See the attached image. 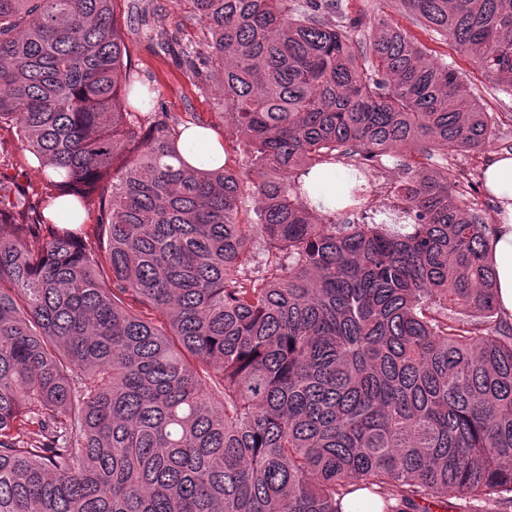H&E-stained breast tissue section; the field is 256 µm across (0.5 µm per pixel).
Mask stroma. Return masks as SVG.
Segmentation results:
<instances>
[{
  "mask_svg": "<svg viewBox=\"0 0 512 512\" xmlns=\"http://www.w3.org/2000/svg\"><path fill=\"white\" fill-rule=\"evenodd\" d=\"M157 14L146 16L129 13L126 0H118L117 16L125 29L126 54L138 81L153 91L154 109L185 120L190 115L201 116L212 125L226 149H236L231 118L221 105L224 94L221 72H214L206 89H198L184 65L181 45L199 40L203 26L194 16L186 0H153ZM345 12L353 17L370 18L376 15L398 23L409 33L418 34L430 53L448 61L464 77V90L476 97L488 111L497 113L496 136L489 149L481 152L459 151L449 155L448 165L479 182L484 165L496 153L512 150V96L486 88L485 78L473 65L471 58L454 44L430 39L418 32L410 16L398 11L394 0H341ZM165 21L177 43L170 49H160L148 32L149 27ZM0 174L13 180L22 193L21 201L28 210L45 211L51 199L45 192L43 180L30 159L24 143L14 129L0 128Z\"/></svg>",
  "mask_w": 512,
  "mask_h": 512,
  "instance_id": "obj_1",
  "label": "stroma"
}]
</instances>
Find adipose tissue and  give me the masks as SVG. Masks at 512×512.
I'll use <instances>...</instances> for the list:
<instances>
[{
    "instance_id": "adipose-tissue-1",
    "label": "adipose tissue",
    "mask_w": 512,
    "mask_h": 512,
    "mask_svg": "<svg viewBox=\"0 0 512 512\" xmlns=\"http://www.w3.org/2000/svg\"><path fill=\"white\" fill-rule=\"evenodd\" d=\"M179 145L184 159L194 167L220 165L224 148L212 131L191 128L182 132ZM346 178L344 169L330 164L303 175L311 198L328 208L339 207V195ZM483 182L498 208L489 241L496 275V302L504 321L512 322V154H499L486 166Z\"/></svg>"
}]
</instances>
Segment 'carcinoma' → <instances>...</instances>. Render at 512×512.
<instances>
[{
    "label": "carcinoma",
    "mask_w": 512,
    "mask_h": 512,
    "mask_svg": "<svg viewBox=\"0 0 512 512\" xmlns=\"http://www.w3.org/2000/svg\"><path fill=\"white\" fill-rule=\"evenodd\" d=\"M187 2L205 37L181 56L200 87L223 70L239 168L192 167L141 119L116 0H0V125L52 198L100 210L92 246L0 183V512H341L353 487L383 512L450 490L507 512L512 324L448 172L493 115L339 0ZM398 6L512 94V0ZM385 157L402 203L375 210ZM328 164L339 211L301 184Z\"/></svg>",
    "instance_id": "carcinoma-1"
}]
</instances>
